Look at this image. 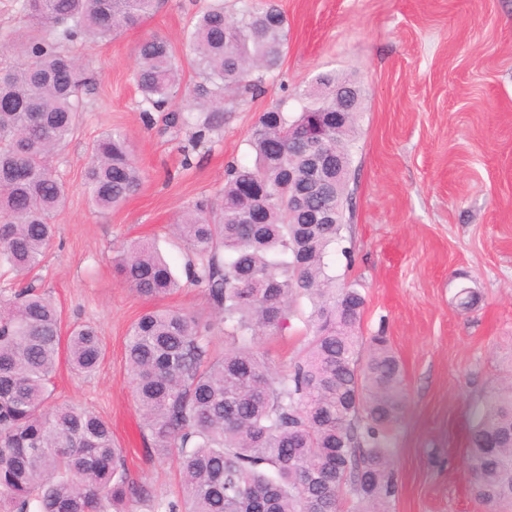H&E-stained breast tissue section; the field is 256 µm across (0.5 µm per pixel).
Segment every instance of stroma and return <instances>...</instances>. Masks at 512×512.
I'll use <instances>...</instances> for the list:
<instances>
[{"mask_svg": "<svg viewBox=\"0 0 512 512\" xmlns=\"http://www.w3.org/2000/svg\"><path fill=\"white\" fill-rule=\"evenodd\" d=\"M210 2L158 0L140 26L68 46L83 70L84 112L53 160L69 195L27 282L55 302L63 328L93 325L105 356L88 376L60 361L55 401L111 424L151 499L179 498L176 458L145 459L151 441L127 373V333L149 310L212 319L205 290L185 281L194 255L172 224L221 195L229 163H253L249 138L263 112H295L296 93L333 72L360 86L361 117L345 224L327 263L337 285L356 284L365 297L362 336L385 333L402 365L391 512H487L470 492L467 448L475 410L512 381V0H276L288 20L279 69L264 75L261 93L229 96L223 125L198 144L195 126L176 130L165 113L145 111L134 73L138 45L165 37L181 70L175 103H190L199 77L185 34ZM107 129L127 138L143 179L123 205L100 213L84 172ZM135 241L154 244L183 288L157 298L128 288L115 263ZM464 288L474 294L466 311L457 305ZM296 308L288 331L262 339L272 374L288 369L311 334L310 302Z\"/></svg>", "mask_w": 512, "mask_h": 512, "instance_id": "stroma-1", "label": "stroma"}]
</instances>
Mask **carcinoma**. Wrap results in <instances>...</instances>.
<instances>
[{
	"label": "carcinoma",
	"instance_id": "obj_1",
	"mask_svg": "<svg viewBox=\"0 0 512 512\" xmlns=\"http://www.w3.org/2000/svg\"><path fill=\"white\" fill-rule=\"evenodd\" d=\"M155 0H23L32 24L6 50L21 63L0 68V265L19 275L39 267L53 244L54 215L67 188L51 171L74 135L84 104L77 59L61 42L97 41L138 26ZM187 49L200 82L172 126L197 123V140L224 123V90L256 93L287 44V22L271 0L241 17L215 3L195 15ZM136 84L143 102L162 111L176 97L180 74L161 37L138 46ZM345 80L320 74L299 95L291 119L262 113L250 136L251 165L230 164L218 204L186 212L178 234L201 257L187 269L206 287L224 324L230 351L213 348L212 323L153 310L130 328L126 361L143 424L161 462L178 449L185 510L158 502L154 512H340L343 493L359 512H390L399 492L391 434L403 414L405 384L384 336L359 335L364 296L336 287L326 257L344 224L351 143L359 104L328 133L344 176L331 178L327 203L338 222L302 224L288 198V165L298 163L288 130L336 108L328 90ZM91 203L110 211L140 187L142 175L126 138L103 131L85 171ZM118 270L141 296L178 287L169 265L148 243L123 249ZM312 305L313 334L284 373L271 376L261 336L287 330L293 304ZM77 372L94 371L104 344L91 325L62 336L55 304L33 288L0 296V508L5 512H130L148 491L130 475L125 449L100 416L52 405L51 379L61 345ZM472 492L494 512H512V383L492 394L469 438Z\"/></svg>",
	"mask_w": 512,
	"mask_h": 512
}]
</instances>
